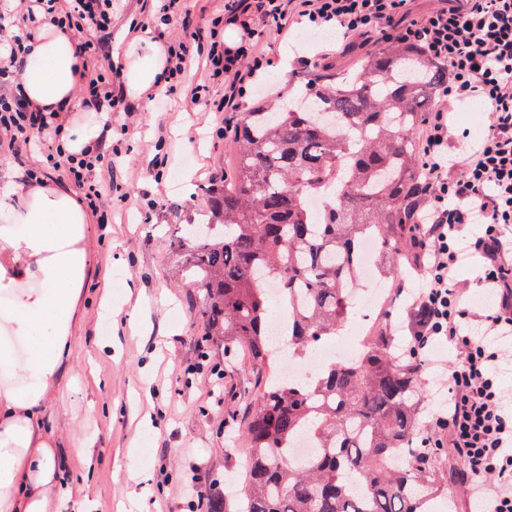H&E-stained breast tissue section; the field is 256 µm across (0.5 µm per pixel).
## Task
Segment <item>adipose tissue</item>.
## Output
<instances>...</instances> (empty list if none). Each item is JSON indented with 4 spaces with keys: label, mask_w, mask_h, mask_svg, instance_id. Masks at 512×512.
<instances>
[{
    "label": "adipose tissue",
    "mask_w": 512,
    "mask_h": 512,
    "mask_svg": "<svg viewBox=\"0 0 512 512\" xmlns=\"http://www.w3.org/2000/svg\"><path fill=\"white\" fill-rule=\"evenodd\" d=\"M29 102L69 111L83 61L69 34L41 30L18 62ZM160 40H132L121 70L125 96L166 82ZM0 220V512L66 507L59 442L48 410L75 358V330L90 275V218L61 184H10Z\"/></svg>",
    "instance_id": "obj_1"
}]
</instances>
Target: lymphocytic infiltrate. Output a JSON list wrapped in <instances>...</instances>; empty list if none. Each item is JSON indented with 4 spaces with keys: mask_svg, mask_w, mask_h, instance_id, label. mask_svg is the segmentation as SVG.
Here are the masks:
<instances>
[{
    "mask_svg": "<svg viewBox=\"0 0 512 512\" xmlns=\"http://www.w3.org/2000/svg\"><path fill=\"white\" fill-rule=\"evenodd\" d=\"M117 0H0V155L24 149L43 154L48 166L62 172L81 193L99 223L116 186L112 158L99 149L78 153L42 139L60 131L63 116L26 99L16 61L25 54L36 31L45 24L72 32L84 62L95 60V36L112 26ZM336 27L344 37L379 36L413 44L448 66L452 83L425 124L420 141L427 174V208L417 222L415 245L426 256V283L413 303L416 313L412 355L421 358L435 340L462 346L464 352L448 371V446L461 460V484L485 504V512H512V394L498 382L502 361L495 340L512 337V267L506 262L512 235V0H457L412 15L408 0H224V16L201 31L186 0H160L153 23L177 25L183 39L167 47V81L185 87L191 101L213 112L238 111L255 79L270 65L257 48L265 35H288L293 24ZM240 28L238 45L221 43L220 24ZM208 34L206 65L210 80L224 83V96L208 99V86H186L185 75ZM81 100L97 106L104 129L121 99L112 82L95 70L83 71ZM474 101L489 112L491 122L479 145L464 154L448 152V116L457 102ZM477 255V280L497 297L495 310L470 316L457 286L463 256Z\"/></svg>",
    "mask_w": 512,
    "mask_h": 512,
    "instance_id": "obj_1",
    "label": "lymphocytic infiltrate"
}]
</instances>
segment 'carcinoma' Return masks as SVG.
<instances>
[{
  "label": "carcinoma",
  "mask_w": 512,
  "mask_h": 512,
  "mask_svg": "<svg viewBox=\"0 0 512 512\" xmlns=\"http://www.w3.org/2000/svg\"><path fill=\"white\" fill-rule=\"evenodd\" d=\"M350 54L360 61L350 80L325 86L312 74L299 98L235 113L233 171L208 189L207 232L174 243L204 335L243 347L261 378L239 512H431L446 497L437 452L414 446L415 363L376 343L304 380L279 370L284 355L345 327L364 240L388 264L401 252L398 230L415 223L424 179L414 133L448 82V67L417 46L382 40ZM313 195L324 198L319 214ZM267 280L288 293L280 342L269 334ZM306 433L318 454L283 458Z\"/></svg>",
  "instance_id": "carcinoma-1"
}]
</instances>
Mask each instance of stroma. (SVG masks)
Wrapping results in <instances>:
<instances>
[{
	"label": "stroma",
	"mask_w": 512,
	"mask_h": 512,
	"mask_svg": "<svg viewBox=\"0 0 512 512\" xmlns=\"http://www.w3.org/2000/svg\"><path fill=\"white\" fill-rule=\"evenodd\" d=\"M155 7L156 0H124L114 13L105 37L113 86L121 84L119 54L135 37L131 21L146 19ZM342 44L336 31L302 28L283 40L263 39L272 65L241 100V111L279 102L284 87H297L305 71L301 57L318 59L326 70L349 69L352 60ZM131 107L136 120L127 134L103 147L124 195L107 205L109 233L100 224L91 226L85 316L76 333L70 385L49 412L51 432L68 464L86 438L96 440L94 469L69 478L73 500L87 512H187L182 487L193 479L207 488L224 485L226 512H238L237 480L247 455L244 421L259 382L247 366L225 356L223 345H214L207 362H200L203 325L180 286V262L170 247L202 223L204 190L223 180L233 148L216 136L214 113L192 106L183 91L159 88ZM488 125L489 115L477 103L455 104L450 153L475 147ZM186 172L193 175L188 191L181 182ZM418 255L414 242H407L395 270L376 277L379 304L367 313L353 310L348 330L408 350L411 305L424 276ZM107 324L108 354L95 345L98 327ZM457 358V350L437 341L420 364L421 433L437 432V417L448 413L441 367Z\"/></svg>",
	"instance_id": "obj_1"
}]
</instances>
